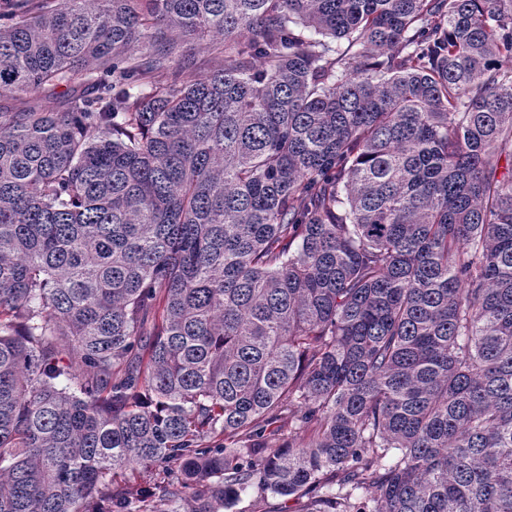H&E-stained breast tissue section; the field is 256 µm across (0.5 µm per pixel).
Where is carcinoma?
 Listing matches in <instances>:
<instances>
[{"label":"carcinoma","mask_w":512,"mask_h":512,"mask_svg":"<svg viewBox=\"0 0 512 512\" xmlns=\"http://www.w3.org/2000/svg\"><path fill=\"white\" fill-rule=\"evenodd\" d=\"M249 490L512 512V0H0V512Z\"/></svg>","instance_id":"carcinoma-1"}]
</instances>
